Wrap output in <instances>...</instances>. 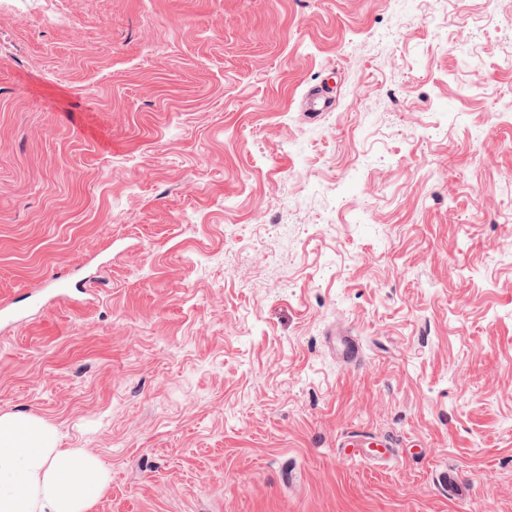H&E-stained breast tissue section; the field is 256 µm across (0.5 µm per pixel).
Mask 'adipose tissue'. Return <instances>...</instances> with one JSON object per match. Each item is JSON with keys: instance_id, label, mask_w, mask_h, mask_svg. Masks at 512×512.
<instances>
[{"instance_id": "obj_1", "label": "adipose tissue", "mask_w": 512, "mask_h": 512, "mask_svg": "<svg viewBox=\"0 0 512 512\" xmlns=\"http://www.w3.org/2000/svg\"><path fill=\"white\" fill-rule=\"evenodd\" d=\"M109 475L83 448H64L44 419L0 410V512H88Z\"/></svg>"}]
</instances>
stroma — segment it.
<instances>
[{"label": "stroma", "instance_id": "stroma-1", "mask_svg": "<svg viewBox=\"0 0 512 512\" xmlns=\"http://www.w3.org/2000/svg\"><path fill=\"white\" fill-rule=\"evenodd\" d=\"M1 301L88 512H512V0H0Z\"/></svg>", "mask_w": 512, "mask_h": 512}]
</instances>
